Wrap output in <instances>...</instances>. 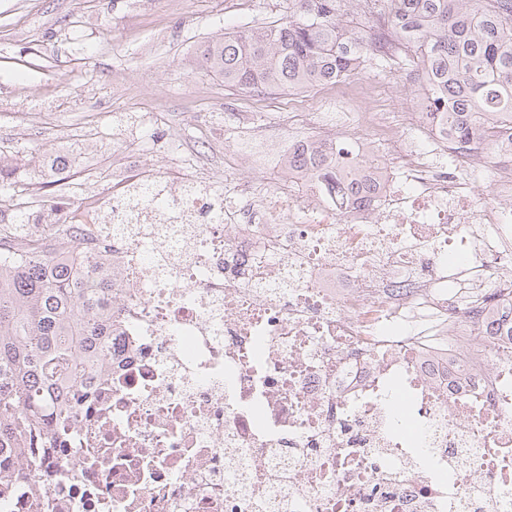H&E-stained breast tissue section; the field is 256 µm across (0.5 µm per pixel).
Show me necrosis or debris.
I'll use <instances>...</instances> for the list:
<instances>
[{
  "label": "necrosis or debris",
  "instance_id": "1",
  "mask_svg": "<svg viewBox=\"0 0 512 512\" xmlns=\"http://www.w3.org/2000/svg\"><path fill=\"white\" fill-rule=\"evenodd\" d=\"M342 207L200 191L197 166L113 186L68 259L112 277L94 399L0 512H512V126L501 149L404 113ZM489 181L476 200L472 186Z\"/></svg>",
  "mask_w": 512,
  "mask_h": 512
}]
</instances>
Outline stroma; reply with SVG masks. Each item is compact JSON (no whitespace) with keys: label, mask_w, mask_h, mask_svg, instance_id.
Masks as SVG:
<instances>
[{"label":"stroma","mask_w":512,"mask_h":512,"mask_svg":"<svg viewBox=\"0 0 512 512\" xmlns=\"http://www.w3.org/2000/svg\"><path fill=\"white\" fill-rule=\"evenodd\" d=\"M0 0V150L39 163L76 146L60 176L67 203L107 198L130 166L168 179L199 160L217 190L266 188L272 175L249 157L271 141L319 137L298 114L344 118L370 110L399 125L419 107L408 60L372 62L355 76L364 98L349 101L316 86L270 95L225 85L203 66L201 48L286 16V0Z\"/></svg>","instance_id":"35a3bbf8"}]
</instances>
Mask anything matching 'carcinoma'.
Returning <instances> with one entry per match:
<instances>
[{"label": "carcinoma", "mask_w": 512, "mask_h": 512, "mask_svg": "<svg viewBox=\"0 0 512 512\" xmlns=\"http://www.w3.org/2000/svg\"><path fill=\"white\" fill-rule=\"evenodd\" d=\"M355 2L365 28L345 19L349 0H294L277 23L208 44L202 62L224 84L257 93L334 84L378 56L369 29L379 23L412 53L423 76L421 110L448 135L481 138L512 122V0ZM24 166V158L6 161L0 151V183H17ZM285 166L334 181L350 205L373 188L360 177L361 156L339 143L309 141L288 153ZM38 185L54 244H31L28 210L18 207L13 251H0V470L19 460L35 467L36 453L50 452L54 417L74 414L112 336L110 276L72 267L66 252L82 222L62 220L56 182Z\"/></svg>", "instance_id": "carcinoma-1"}]
</instances>
